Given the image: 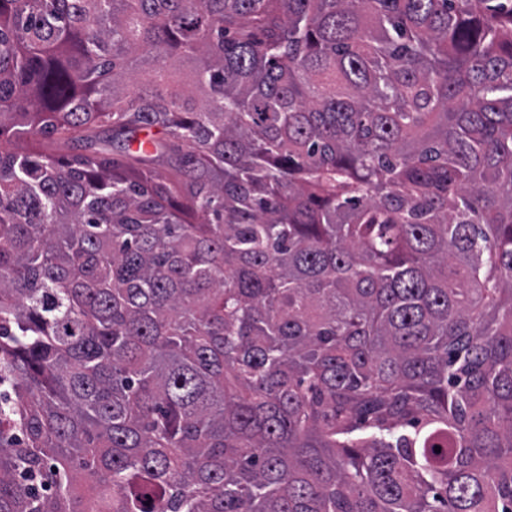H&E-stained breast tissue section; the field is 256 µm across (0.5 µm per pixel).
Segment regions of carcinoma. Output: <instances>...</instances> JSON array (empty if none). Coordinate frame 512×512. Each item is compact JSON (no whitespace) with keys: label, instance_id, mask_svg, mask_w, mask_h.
Listing matches in <instances>:
<instances>
[{"label":"carcinoma","instance_id":"obj_1","mask_svg":"<svg viewBox=\"0 0 512 512\" xmlns=\"http://www.w3.org/2000/svg\"><path fill=\"white\" fill-rule=\"evenodd\" d=\"M7 133L0 512H512V0H0Z\"/></svg>","mask_w":512,"mask_h":512}]
</instances>
